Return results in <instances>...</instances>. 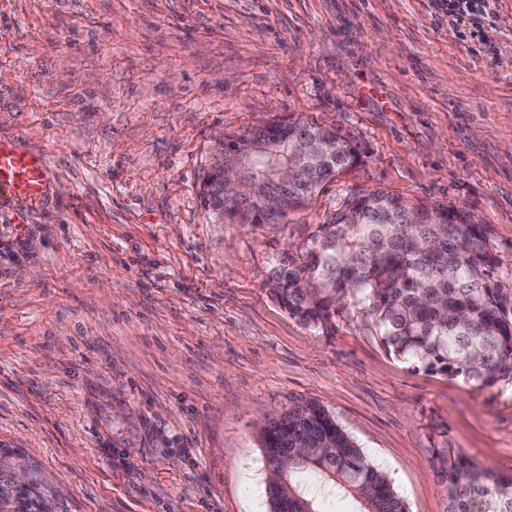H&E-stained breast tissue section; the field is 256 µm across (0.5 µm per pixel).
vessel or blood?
Listing matches in <instances>:
<instances>
[{
	"instance_id": "1",
	"label": "vessel or blood",
	"mask_w": 512,
	"mask_h": 512,
	"mask_svg": "<svg viewBox=\"0 0 512 512\" xmlns=\"http://www.w3.org/2000/svg\"><path fill=\"white\" fill-rule=\"evenodd\" d=\"M48 169L43 157L0 140V192L41 198L47 190Z\"/></svg>"
}]
</instances>
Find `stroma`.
Masks as SVG:
<instances>
[{"instance_id":"35a3bbf8","label":"stroma","mask_w":512,"mask_h":512,"mask_svg":"<svg viewBox=\"0 0 512 512\" xmlns=\"http://www.w3.org/2000/svg\"><path fill=\"white\" fill-rule=\"evenodd\" d=\"M0 0V139L50 193L0 198V448L60 512H269L260 433L318 401L407 512L448 458L512 476V380L396 358L373 325L293 318L274 260L355 193L469 212L512 270V0ZM296 116L358 161L279 224H214L223 135ZM443 7L458 23H464L470 16L491 17L493 14L489 0H444Z\"/></svg>"}]
</instances>
